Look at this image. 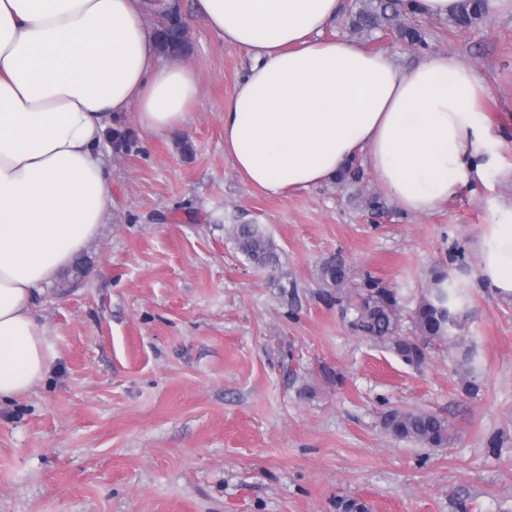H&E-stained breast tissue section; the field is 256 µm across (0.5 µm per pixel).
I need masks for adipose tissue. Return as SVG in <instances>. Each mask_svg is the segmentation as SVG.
Listing matches in <instances>:
<instances>
[{
  "instance_id": "ef3b65f1",
  "label": "adipose tissue",
  "mask_w": 512,
  "mask_h": 512,
  "mask_svg": "<svg viewBox=\"0 0 512 512\" xmlns=\"http://www.w3.org/2000/svg\"><path fill=\"white\" fill-rule=\"evenodd\" d=\"M252 57L224 106V151L249 186L278 196L332 180L366 155L398 207L426 214L481 178L497 137L472 66L436 56L406 70L322 33L342 0H196ZM195 72L160 64L141 0H0V403L53 358L34 314L42 285L105 224L101 146L113 118L164 133L186 123ZM481 278L512 298V206L474 247Z\"/></svg>"
}]
</instances>
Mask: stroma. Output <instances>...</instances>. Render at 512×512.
<instances>
[{
    "label": "stroma",
    "instance_id": "1",
    "mask_svg": "<svg viewBox=\"0 0 512 512\" xmlns=\"http://www.w3.org/2000/svg\"><path fill=\"white\" fill-rule=\"evenodd\" d=\"M345 6L325 35L411 69L438 55L473 66L512 165V10L468 27L400 16L371 31ZM199 80L190 119L148 134L126 121L101 151L111 185L106 224L84 249L86 273L43 286L36 314L54 357L44 380L0 404V512H512V299L495 296L470 250L512 179L489 171L428 214L365 201L383 189L365 158L355 184L328 181L269 197L224 152V104L251 66L175 0ZM417 27L423 44L398 35ZM256 224L277 270L256 267L232 229ZM466 250V270L450 256ZM341 256V301L321 296L319 268ZM464 289L461 341L431 345L412 366L355 330L365 277L396 289L402 333L434 271ZM479 391L464 390V349ZM391 408L449 424L444 448L397 441ZM502 433V448L488 438Z\"/></svg>",
    "mask_w": 512,
    "mask_h": 512
}]
</instances>
